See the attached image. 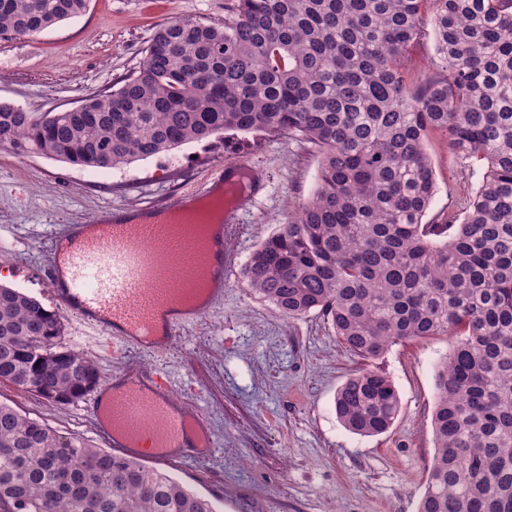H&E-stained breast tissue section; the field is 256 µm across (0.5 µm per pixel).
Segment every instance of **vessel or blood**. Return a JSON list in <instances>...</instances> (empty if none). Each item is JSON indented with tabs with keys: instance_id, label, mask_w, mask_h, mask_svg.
<instances>
[{
	"instance_id": "vessel-or-blood-1",
	"label": "vessel or blood",
	"mask_w": 512,
	"mask_h": 512,
	"mask_svg": "<svg viewBox=\"0 0 512 512\" xmlns=\"http://www.w3.org/2000/svg\"><path fill=\"white\" fill-rule=\"evenodd\" d=\"M234 164L213 169L197 190L143 207L141 219L128 211L108 210L91 224H66L51 238L46 259L49 290L64 308L106 335H116L149 349L164 350L179 340L185 325L201 319L195 311L170 319L166 334L149 339L161 311L171 303V280L180 273L168 228L172 213L190 201L206 196L216 184L237 172ZM239 203H231L214 253V277L227 285L237 262L228 246L239 216ZM147 415L140 425L138 415ZM204 418L190 404H176L172 385L161 373L133 374L112 396V422L96 431L106 446L125 456L138 454L141 438H151L156 459L183 464L201 461L213 452L202 441Z\"/></svg>"
}]
</instances>
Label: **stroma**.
<instances>
[{"mask_svg":"<svg viewBox=\"0 0 512 512\" xmlns=\"http://www.w3.org/2000/svg\"><path fill=\"white\" fill-rule=\"evenodd\" d=\"M232 4L89 0L82 15L34 38L0 35V101L32 112L74 107L135 71L156 25L173 17L220 23ZM426 146L437 183L431 213L472 198L482 168H462L443 132H431ZM220 162L262 168L267 178L265 192L245 202L230 243L243 264L285 222L290 205L314 193L318 159L307 146L229 131L109 170L0 147V284L59 311L44 279L53 225L161 203L199 185ZM61 321L62 347L93 360L101 384L133 369L160 370L176 398L203 412L211 458L167 473L221 512H416L434 453L436 369L454 337L399 343L369 364L343 348L320 315L286 320L238 275L223 302L186 326L165 356L130 346L111 354L94 329L67 314ZM369 365L390 377L401 409L387 432L364 437L341 424L334 396ZM0 400L62 436L101 444L82 402L57 404L10 384L0 385Z\"/></svg>","mask_w":512,"mask_h":512,"instance_id":"stroma-1","label":"stroma"}]
</instances>
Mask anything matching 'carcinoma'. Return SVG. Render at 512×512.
Listing matches in <instances>:
<instances>
[{"label": "carcinoma", "mask_w": 512, "mask_h": 512, "mask_svg": "<svg viewBox=\"0 0 512 512\" xmlns=\"http://www.w3.org/2000/svg\"><path fill=\"white\" fill-rule=\"evenodd\" d=\"M435 3L425 17V3ZM89 0H0V34L31 37ZM440 64L409 82L413 44ZM226 130L286 137L319 158L318 183L252 251L242 279L288 319L317 311L351 353L458 336L439 363L434 454L417 512H512V0H234L222 24L157 26L141 65L72 111L0 102V147L112 169ZM440 130L469 167L472 200L426 219ZM63 324L0 285V383L59 404L98 381L59 346ZM360 436L400 411L386 374L336 391ZM0 512H218L132 457L65 438L0 403Z\"/></svg>", "instance_id": "carcinoma-1"}]
</instances>
